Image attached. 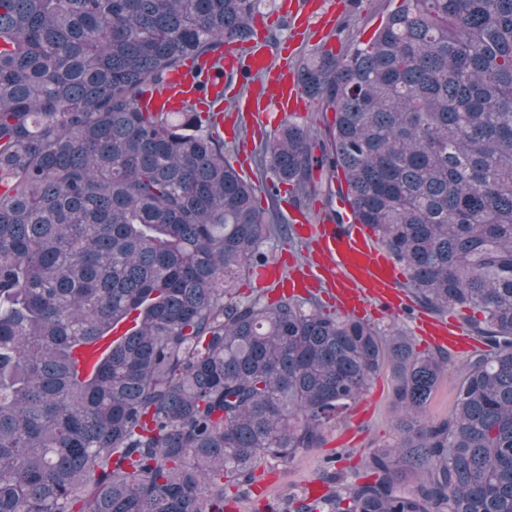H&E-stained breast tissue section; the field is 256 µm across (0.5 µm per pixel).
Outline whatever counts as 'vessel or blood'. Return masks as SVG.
Returning <instances> with one entry per match:
<instances>
[{
	"label": "vessel or blood",
	"mask_w": 512,
	"mask_h": 512,
	"mask_svg": "<svg viewBox=\"0 0 512 512\" xmlns=\"http://www.w3.org/2000/svg\"><path fill=\"white\" fill-rule=\"evenodd\" d=\"M254 28L256 36L250 42L225 47L222 69H209L203 81L196 79L192 68L174 71L164 88L146 95L141 103L143 111H173L186 100L216 97L225 86L227 74L244 70L262 78L259 90L251 95L260 125H271L273 113L299 111L302 89L287 59L273 61L264 45L262 22H255ZM293 232L295 238L316 240L319 247L316 270L290 274L281 267L268 266L258 269V283L298 293L314 285L326 288L341 313L358 318L376 313H402L405 298L396 288L399 271L378 247L372 230L359 224L353 215H346L341 224H297ZM415 331L434 346L463 352L472 344L462 325L453 320L439 322L421 315L416 320Z\"/></svg>",
	"instance_id": "1"
}]
</instances>
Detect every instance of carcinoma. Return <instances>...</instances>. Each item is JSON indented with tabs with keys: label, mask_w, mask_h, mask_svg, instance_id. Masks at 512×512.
I'll return each mask as SVG.
<instances>
[{
	"label": "carcinoma",
	"mask_w": 512,
	"mask_h": 512,
	"mask_svg": "<svg viewBox=\"0 0 512 512\" xmlns=\"http://www.w3.org/2000/svg\"><path fill=\"white\" fill-rule=\"evenodd\" d=\"M261 4L0 0V512H224V479L323 447L386 365L396 439L332 512H512V0H401L297 64L330 144L292 124L263 148L294 192L328 171L416 305L480 340L437 419L446 349L310 290L237 298L276 228L220 113L139 107L251 40Z\"/></svg>",
	"instance_id": "1"
}]
</instances>
